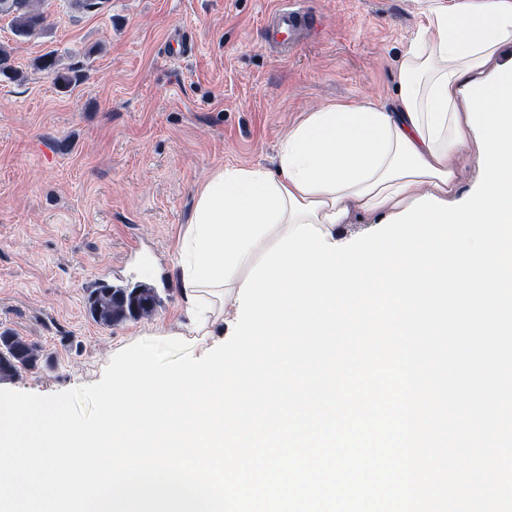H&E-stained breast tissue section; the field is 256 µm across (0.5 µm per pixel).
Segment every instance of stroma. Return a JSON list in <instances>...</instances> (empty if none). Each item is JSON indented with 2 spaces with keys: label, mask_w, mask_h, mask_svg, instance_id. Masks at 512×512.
<instances>
[{
  "label": "stroma",
  "mask_w": 512,
  "mask_h": 512,
  "mask_svg": "<svg viewBox=\"0 0 512 512\" xmlns=\"http://www.w3.org/2000/svg\"><path fill=\"white\" fill-rule=\"evenodd\" d=\"M429 0H306L316 36L267 39L276 0H43V26L0 46V332L34 344L35 368L0 389L51 395L101 380L113 353L182 317L181 231L218 167L274 168L308 112L395 97V64ZM79 74L59 87L38 58ZM151 282V316L110 326L88 311L96 281Z\"/></svg>",
  "instance_id": "35a3bbf8"
}]
</instances>
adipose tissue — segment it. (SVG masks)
<instances>
[{"label":"adipose tissue","instance_id":"1","mask_svg":"<svg viewBox=\"0 0 512 512\" xmlns=\"http://www.w3.org/2000/svg\"><path fill=\"white\" fill-rule=\"evenodd\" d=\"M429 24L431 35L411 40L398 60L391 104L325 106L282 139L276 170L224 167L201 186L177 251L185 313L165 332L171 342L203 355L216 326L236 318L251 268L288 228L310 223L342 242L353 221L455 195L475 140L462 91L490 76L512 44V0L435 7Z\"/></svg>","mask_w":512,"mask_h":512}]
</instances>
